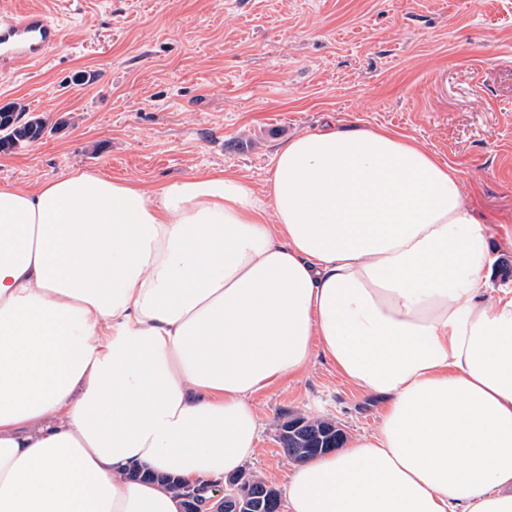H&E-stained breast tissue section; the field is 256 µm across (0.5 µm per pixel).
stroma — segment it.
I'll use <instances>...</instances> for the list:
<instances>
[{"label": "stroma", "instance_id": "35a3bbf8", "mask_svg": "<svg viewBox=\"0 0 512 512\" xmlns=\"http://www.w3.org/2000/svg\"><path fill=\"white\" fill-rule=\"evenodd\" d=\"M54 17L63 41L0 67V106L53 133L0 151V187L75 169L145 185L224 169L263 188L289 137L325 121L388 127L459 171L512 289V0H0V20ZM247 471L283 488L292 415L371 432L384 403L321 351L259 392Z\"/></svg>", "mask_w": 512, "mask_h": 512}]
</instances>
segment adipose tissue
Returning <instances> with one entry per match:
<instances>
[{"mask_svg": "<svg viewBox=\"0 0 512 512\" xmlns=\"http://www.w3.org/2000/svg\"><path fill=\"white\" fill-rule=\"evenodd\" d=\"M474 211L413 138L336 124L265 191L0 187V512H183L138 468L209 501L316 349L386 409L287 471L288 512H512V290Z\"/></svg>", "mask_w": 512, "mask_h": 512, "instance_id": "ef3b65f1", "label": "adipose tissue"}]
</instances>
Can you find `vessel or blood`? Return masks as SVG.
<instances>
[{"mask_svg":"<svg viewBox=\"0 0 512 512\" xmlns=\"http://www.w3.org/2000/svg\"><path fill=\"white\" fill-rule=\"evenodd\" d=\"M61 36L59 24L42 13H30L16 20H0V64L19 58L41 61L59 45Z\"/></svg>","mask_w":512,"mask_h":512,"instance_id":"obj_1","label":"vessel or blood"}]
</instances>
